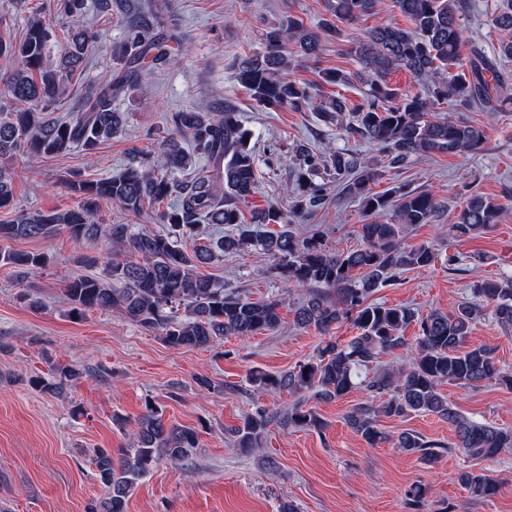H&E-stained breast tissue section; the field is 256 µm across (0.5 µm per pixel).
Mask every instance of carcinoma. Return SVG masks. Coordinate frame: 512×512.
Here are the masks:
<instances>
[{"instance_id":"carcinoma-1","label":"carcinoma","mask_w":512,"mask_h":512,"mask_svg":"<svg viewBox=\"0 0 512 512\" xmlns=\"http://www.w3.org/2000/svg\"><path fill=\"white\" fill-rule=\"evenodd\" d=\"M373 2L327 0L334 20L314 30L290 15L267 31L259 52L238 66L236 80L261 106L302 111L311 105L327 124L343 123L349 111L352 122L345 131L372 144L379 153L372 158L331 147H297L288 183V212L270 206L253 217L255 224H274L280 230L264 232L242 225L239 204L255 193L258 155L236 109L226 104L213 112L187 109L174 113V134L157 152L132 154L124 172L115 178L66 179L65 189L78 200L75 207L20 211L9 223L0 224V239H48L65 231L77 243L102 239L117 246V251L108 247L103 254V276H80L68 282L64 295L70 312L83 317L89 311L120 310L177 349L202 348L224 336L248 339L280 326V301H254L226 292L199 272L217 250L227 254L248 246L261 249L275 260L284 284L308 289V298L295 309L296 323L315 328L327 340L291 370L276 374L252 370V386L299 397L311 393L329 401L364 383L376 395L387 396L376 406H357L346 415L350 428L368 445L390 442L407 452L420 451L427 461H434L432 449L440 444L410 432L394 440L378 425L381 416L431 413L453 427L455 447L472 457L491 460L502 449L512 448V431L458 413L440 386L454 383L478 388L494 382L512 388V372L498 367L492 349L468 345L473 326L484 318L487 306L492 307L490 315L501 328H512V276L477 280L471 285L473 300L425 316L369 300L376 289L395 284L406 271L435 263L438 254L432 247L409 248L405 236L412 226L434 223L441 212L431 190L398 186L380 194L372 192L371 184L386 168L436 154L464 155L482 147L487 139L484 128L460 118H435L432 112L440 102L449 101L457 112L478 109L492 119L511 106L499 63L512 58V38L500 43L496 57L474 45L465 58L464 0H395V6L410 19V27L380 20L358 38L355 54L360 71H320L322 81L329 85L347 86L355 80L365 85L364 102L351 111L343 96L313 104L310 88L288 74L294 58L316 57L323 43L340 35L334 21L355 24L369 14ZM57 10L68 19V39L54 64L46 54L53 30L40 17L28 20L21 37L0 38V64L6 69V90L13 100L12 108L0 107V161L18 154L58 156L74 148L95 151L122 127V113L112 110L113 94L136 82L143 65L178 61L167 49L163 19L142 11L130 20L127 39L117 51L124 60L120 72L88 87L81 111L57 119L53 108L83 71L95 41L83 23L85 0H58ZM492 23L512 32V0H501ZM399 69L430 81L425 92L402 94L392 86L389 77ZM198 157L209 164H197ZM14 181V173L1 166V211L13 207ZM333 190L357 200L366 217L359 231L362 244L347 252H335L323 238L306 236L299 228ZM102 201H111L136 217L148 212L154 223L168 225L169 232L133 233L127 224H97ZM510 201L512 188L503 190L500 197L471 192L451 225L454 237L467 240L489 231ZM202 224L234 225L238 233L199 245L197 231ZM49 261L44 252H0V267H9L21 281L45 269ZM344 321L351 322L358 335L340 343L331 331ZM412 325L417 331L409 359L380 367L370 378L363 376L381 355L407 346L404 332ZM80 375V369L63 365L49 378L33 377L30 385L58 394L65 383ZM278 417L265 409L245 415L231 429L236 447L244 453L262 448L268 425ZM279 418L298 428L320 431L324 427L317 412L303 407L301 400ZM197 441L194 429L167 424L156 407L147 406L121 457L114 459L103 450L97 453L96 477L104 491L97 512H126L138 481L157 466L180 464ZM458 480L475 500L494 496L499 487V481L484 472L463 471Z\"/></svg>"}]
</instances>
